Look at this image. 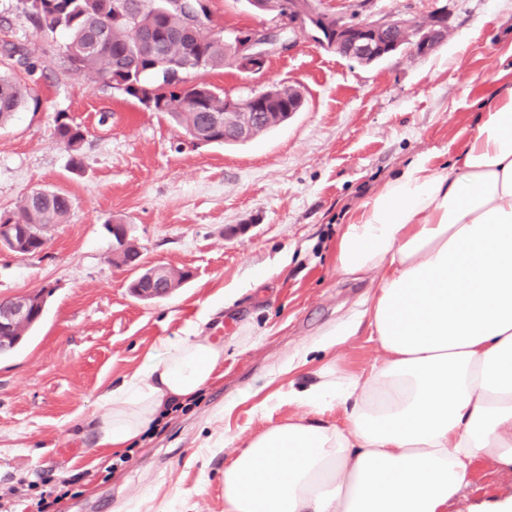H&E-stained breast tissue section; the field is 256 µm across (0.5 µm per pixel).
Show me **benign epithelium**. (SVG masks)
Instances as JSON below:
<instances>
[{"label": "benign epithelium", "mask_w": 512, "mask_h": 512, "mask_svg": "<svg viewBox=\"0 0 512 512\" xmlns=\"http://www.w3.org/2000/svg\"><path fill=\"white\" fill-rule=\"evenodd\" d=\"M287 17L288 29L293 33L365 64L379 62L403 50L425 56L443 42L446 33L445 20L440 14L433 15L425 23L396 15L349 23L338 16L321 17L301 0L288 7ZM283 46L281 34L264 27L224 33V47L233 56L236 68L248 74L262 72L270 56ZM265 98V89L250 94V107L246 110L241 109L239 102L227 99L225 112L236 114L235 141L249 140L252 125L264 118L259 109ZM110 228L114 262L139 269L136 262L125 258L127 225L112 224ZM26 247L25 225H0V251L17 254ZM46 298L47 292L41 290L0 300V354L11 352L20 345L24 333L41 318Z\"/></svg>", "instance_id": "benign-epithelium-1"}]
</instances>
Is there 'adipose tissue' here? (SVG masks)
Returning <instances> with one entry per match:
<instances>
[{"label": "adipose tissue", "instance_id": "obj_1", "mask_svg": "<svg viewBox=\"0 0 512 512\" xmlns=\"http://www.w3.org/2000/svg\"><path fill=\"white\" fill-rule=\"evenodd\" d=\"M336 265L377 283L339 336L367 326L381 357L294 389L302 412L225 464L224 512H448L480 465L512 474V93L448 172L418 156L363 201ZM163 350L101 395L95 448L130 447L223 376L222 341L191 332ZM333 407L342 422L322 421Z\"/></svg>", "mask_w": 512, "mask_h": 512}]
</instances>
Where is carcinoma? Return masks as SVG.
I'll return each mask as SVG.
<instances>
[{"instance_id":"obj_1","label":"carcinoma","mask_w":512,"mask_h":512,"mask_svg":"<svg viewBox=\"0 0 512 512\" xmlns=\"http://www.w3.org/2000/svg\"><path fill=\"white\" fill-rule=\"evenodd\" d=\"M113 0H21L38 29L67 35L64 60L71 69L88 73L107 85L121 80V93L140 104H153L154 111L176 127L189 132L206 116L224 119V92L201 82L190 89L180 86L182 66L194 59L202 71L232 66L219 41H185L178 37L189 14L204 9L199 0H184V6L167 9L166 0H125L128 19L112 22ZM200 98L199 108L181 107L182 99ZM31 99L30 90L5 72H0V126ZM292 87L276 86L275 99L266 106L271 119L259 127L262 134L278 126V113L288 110ZM54 136L60 144L78 153L85 139L80 125L60 116ZM70 200L57 191H32L18 210L9 213L17 224L31 229L26 253L41 251L43 230L68 216Z\"/></svg>"}]
</instances>
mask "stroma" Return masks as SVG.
<instances>
[{
  "instance_id": "stroma-1",
  "label": "stroma",
  "mask_w": 512,
  "mask_h": 512,
  "mask_svg": "<svg viewBox=\"0 0 512 512\" xmlns=\"http://www.w3.org/2000/svg\"><path fill=\"white\" fill-rule=\"evenodd\" d=\"M215 31L278 28L247 0H206ZM351 22L446 13L431 54L398 52L366 65L299 36L262 73L205 74L224 93L293 85L304 105L277 128L234 146L197 145L62 59L64 33L43 37L20 0H0V40L36 70L0 56L34 98L0 127V212L35 189L66 194L64 223L42 252H0V298L49 288L40 322L0 356V512H224V463L258 432L298 412L291 386L331 360L369 370L367 331L328 340L375 290L336 268L342 224L415 157L448 170L483 112L512 92V0H320ZM66 114L86 130L82 166L53 136ZM114 222L144 266L190 271L168 297L143 301L112 261ZM236 294L225 305L227 294ZM223 339L224 375L132 447L100 458L89 421L100 394L193 325ZM512 478L482 470L455 512H492Z\"/></svg>"
}]
</instances>
